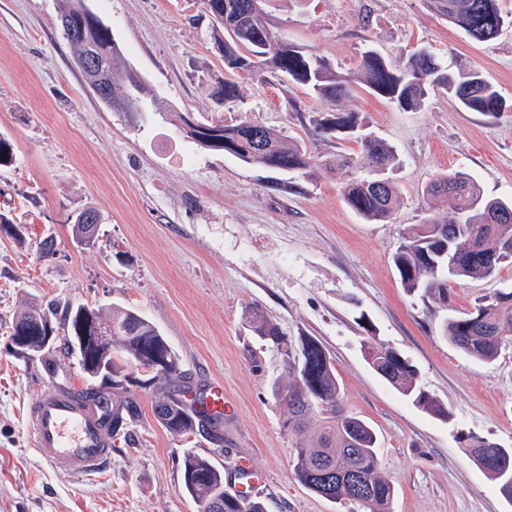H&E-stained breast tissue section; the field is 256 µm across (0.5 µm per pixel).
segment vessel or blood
I'll return each mask as SVG.
<instances>
[{
	"instance_id": "obj_1",
	"label": "vessel or blood",
	"mask_w": 512,
	"mask_h": 512,
	"mask_svg": "<svg viewBox=\"0 0 512 512\" xmlns=\"http://www.w3.org/2000/svg\"><path fill=\"white\" fill-rule=\"evenodd\" d=\"M34 445L51 467L86 477L112 464V429L98 404L46 387L28 405Z\"/></svg>"
}]
</instances>
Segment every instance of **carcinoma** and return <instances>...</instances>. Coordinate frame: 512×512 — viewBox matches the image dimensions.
<instances>
[{
    "label": "carcinoma",
    "instance_id": "cac0c4a2",
    "mask_svg": "<svg viewBox=\"0 0 512 512\" xmlns=\"http://www.w3.org/2000/svg\"><path fill=\"white\" fill-rule=\"evenodd\" d=\"M58 21L63 38L69 45L75 62H80L83 49L92 47L112 73V101L124 98L131 91L142 92L138 80L130 84V65L121 51H116L112 29L104 25L85 0H61ZM434 10L460 28L473 41L484 43L500 34L504 17L498 0H431ZM212 40L224 48V59L237 63L225 70L260 73L264 68L281 72L303 84L318 96L332 102L341 100L352 91V79L336 74L322 56L305 54L292 45L275 39L265 15L246 25H238L231 16L216 19L212 25ZM433 67L425 65L419 52L412 53L401 68L374 50L362 56L359 82L372 93L397 105L403 111L419 109L425 98L439 90L454 96L468 112L495 116L503 111V97L497 88L477 69L454 73L446 60L427 52ZM224 143L200 146L230 153L248 165L271 168L288 167L291 172L310 173L318 165L336 170L345 202L364 220L375 223L389 221L397 203L394 184L384 177L397 162L393 147L377 136L353 112H334L332 117L318 122L324 132L350 136L360 147L357 156L336 155L319 160L298 145L288 141L277 130L259 123L243 121L219 124ZM428 192L439 199L453 201L450 212L430 217L414 224L404 235L393 254L403 288L421 295L444 308H451L449 285L466 278L491 279L504 266L512 265V202L485 195L478 181L463 173L445 174L434 180ZM86 209L71 217L72 233L86 248L97 245L99 238H82ZM88 311L99 329L112 333L90 348L104 363L107 377L101 387H123L126 375L123 366L112 355L120 351L131 361H142L152 349L170 351L172 347L158 328L140 311L112 304L109 311L101 308L54 300L45 305L34 303L12 322L15 332H35L50 324L61 336L60 345L42 350L46 358L61 353L79 356L75 339L82 333V311ZM246 321L253 331L272 344L286 357L285 377L274 386L276 398L285 406L283 427L299 433L315 412L324 414L317 436L296 448L294 472L300 483L321 496L331 491L333 498L354 501L368 512H391L394 487L380 472L376 454L377 435L364 420L347 413L340 403V385L332 361L322 345L311 337L301 338L300 347L292 351L288 338L269 323L256 309L247 312ZM443 335L468 356L491 363L501 349L512 344V289H499L481 298L473 309L446 319ZM377 372L399 393L413 398L423 410L446 418L448 411L419 385V374L413 365L398 359L387 347L372 346ZM140 405L130 397L112 399L106 409V419L112 433L118 434L139 416ZM169 433L185 436L200 428L192 414L180 410L173 421H159ZM475 462L499 484V489L512 499V456L496 463L499 448L476 436L464 438ZM364 476L367 497L359 498L351 483L353 474ZM183 490L194 500L200 512H213L212 501L224 499L221 512H266L263 502L242 499L224 489V473L209 458L195 452L185 454L182 461Z\"/></svg>",
    "mask_w": 512,
    "mask_h": 512
}]
</instances>
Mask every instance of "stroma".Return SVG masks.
I'll return each mask as SVG.
<instances>
[{"instance_id":"35a3bbf8","label":"stroma","mask_w":512,"mask_h":512,"mask_svg":"<svg viewBox=\"0 0 512 512\" xmlns=\"http://www.w3.org/2000/svg\"><path fill=\"white\" fill-rule=\"evenodd\" d=\"M86 2L145 83L134 116L110 111L86 84L58 25L61 0H0V135L15 146L13 165L0 168V212L25 227L24 242L0 236V512H197L182 489L191 451L223 471L227 492L246 491L266 512H367L295 477L296 449L309 437L283 427L273 386L284 362L246 324L249 307L292 342L310 336L329 354L345 411L378 433L392 512H512L463 441L472 434L512 448V345L490 364L456 349L443 335L446 311L407 292L393 263L407 229L444 212L427 193L437 176L462 172L487 196L512 199V26L480 43L430 0H267L276 39L326 57L338 73L357 72L370 47L397 67L427 47L453 69H480L508 108L467 112L435 92L403 112L360 84L336 106L274 71L237 75L239 98L219 105L212 93L224 58L203 0ZM336 108L358 113L397 152L389 222L358 216L325 168L290 177L251 166L201 147L179 120H258L311 154H357L356 143L316 127ZM87 208L102 217L92 249L76 243L70 224ZM49 234L57 252L44 259L37 244ZM506 286L512 267L460 281L452 305L469 310ZM53 298L141 311L178 354L187 397L223 383L232 404L223 442L160 426L151 410L160 384L130 363L124 391L141 413L116 436L111 467L79 478L46 465L28 403L46 386L79 390L85 380L76 360L50 368L17 357L9 335L29 303ZM370 342L409 360L449 419L382 379L368 362ZM242 462L261 485L243 486Z\"/></svg>"}]
</instances>
